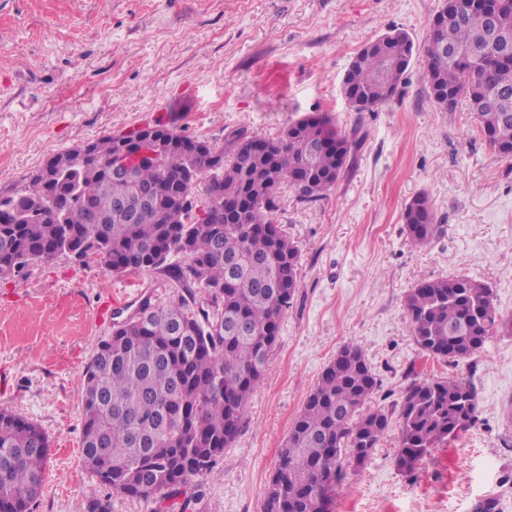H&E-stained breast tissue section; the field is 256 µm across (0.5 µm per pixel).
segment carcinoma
Masks as SVG:
<instances>
[{"instance_id": "obj_1", "label": "carcinoma", "mask_w": 512, "mask_h": 512, "mask_svg": "<svg viewBox=\"0 0 512 512\" xmlns=\"http://www.w3.org/2000/svg\"><path fill=\"white\" fill-rule=\"evenodd\" d=\"M497 10L512 33V0H446L441 28L423 50L427 92L438 111L465 99L479 134L512 157V55L489 60L480 28L465 8ZM457 50L465 60L451 54ZM415 51L394 30L367 43L343 80L357 112L388 102ZM242 128L217 146L194 141L168 123L154 125L160 162L131 180L112 175L118 137L65 151L70 168L33 173L25 186L0 194V278L24 276L58 255L94 258L116 277L166 271L183 293L168 306L144 302L113 324L83 376L81 452L99 486L128 498L195 500L192 481L212 470L246 419L247 401L263 379L284 312L300 288L297 243L268 216L279 189L292 186L314 202L344 174L355 141L324 116L288 125L270 150L251 152ZM161 188L135 217L123 201ZM402 220L410 243L429 244L442 231L426 195L414 197ZM182 255L186 263H169ZM407 327L423 355L466 359L512 318L492 289L466 275L418 281L405 297ZM378 380L362 349L345 345L322 370L295 418L262 512H331L344 466L362 465L387 436L393 413L369 409ZM474 386L454 377L413 380L399 403L398 470L411 473L436 448L459 438L476 419ZM49 440L37 424L0 410V512H32L42 495Z\"/></svg>"}]
</instances>
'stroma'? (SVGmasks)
I'll return each mask as SVG.
<instances>
[{
	"mask_svg": "<svg viewBox=\"0 0 512 512\" xmlns=\"http://www.w3.org/2000/svg\"><path fill=\"white\" fill-rule=\"evenodd\" d=\"M445 0H0V194L25 185L56 153L156 118L223 143L245 127L279 138L323 115L356 143L326 196L300 202L281 187L274 223L300 248V288L281 320L246 425L197 478L195 512H261L267 482L307 393L344 345L364 351L380 386L372 405L399 402L415 379L473 384L479 419L398 472L399 430L362 467L346 468L333 512H476L486 498L512 512V335L470 358H426L406 327L404 299L424 278L488 284L512 318V158L475 132L466 102L437 111L414 55L397 94L358 112L343 93L354 56L400 29L423 44ZM426 194L442 234L413 246L401 220ZM152 303L178 302L157 270L116 278L95 260L35 263L0 280V408L39 424L50 441L33 512H86L94 489L81 457V384L99 340Z\"/></svg>",
	"mask_w": 512,
	"mask_h": 512,
	"instance_id": "obj_1",
	"label": "stroma"
}]
</instances>
